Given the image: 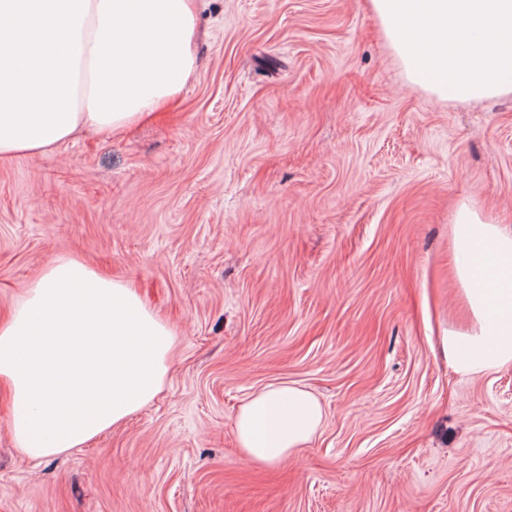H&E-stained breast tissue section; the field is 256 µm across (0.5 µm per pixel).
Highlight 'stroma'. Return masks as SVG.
Segmentation results:
<instances>
[{"mask_svg":"<svg viewBox=\"0 0 512 512\" xmlns=\"http://www.w3.org/2000/svg\"><path fill=\"white\" fill-rule=\"evenodd\" d=\"M180 104L0 165V317L58 258L175 333L162 391L59 456L15 446L0 512H512V366L462 375L461 203L512 225V96L409 85L368 0H199ZM295 382L325 419L250 463L240 405Z\"/></svg>","mask_w":512,"mask_h":512,"instance_id":"stroma-1","label":"stroma"}]
</instances>
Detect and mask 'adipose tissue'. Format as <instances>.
Listing matches in <instances>:
<instances>
[{
  "label": "adipose tissue",
  "mask_w": 512,
  "mask_h": 512,
  "mask_svg": "<svg viewBox=\"0 0 512 512\" xmlns=\"http://www.w3.org/2000/svg\"><path fill=\"white\" fill-rule=\"evenodd\" d=\"M196 0H0V165L81 130L109 137L169 110L197 68ZM454 276L468 317L449 327L463 374L512 365V229L462 206ZM174 333L141 295L59 258L0 323V381L19 450L82 446L161 390ZM308 390L272 383L235 418L245 457L291 458L322 425Z\"/></svg>",
  "instance_id": "obj_1"
}]
</instances>
